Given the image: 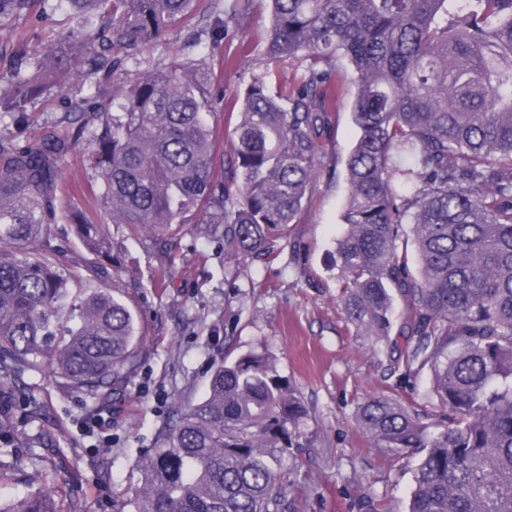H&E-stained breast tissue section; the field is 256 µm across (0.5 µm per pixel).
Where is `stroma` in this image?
<instances>
[{
    "label": "stroma",
    "instance_id": "1",
    "mask_svg": "<svg viewBox=\"0 0 512 512\" xmlns=\"http://www.w3.org/2000/svg\"><path fill=\"white\" fill-rule=\"evenodd\" d=\"M269 25L265 0H254L251 13L230 21L225 54L244 45L249 57L242 67L225 69V97L255 74L277 81V69L264 55ZM338 68L324 172L308 208L277 240L274 262L239 271V256L225 246L219 224L183 225L168 266L148 239L131 240L111 229L108 254L99 264L121 275L141 322L137 370L91 436L81 423L95 414L92 399L46 371L17 381L4 412L8 422L0 426L1 502L74 474L80 485L57 497L56 512H118L135 494L141 456L175 412L174 396L200 399L214 359L267 352L311 415L310 446L283 472L285 512H407L415 453L374 446L355 415L362 403L383 395L412 400L427 424L436 422L439 408L428 371L407 379L387 376L374 339L348 320L340 302L332 261L343 231L345 161L355 127L352 71L343 61ZM80 97L76 80H69L36 105L35 121H1L0 134L25 142L41 128L66 132L63 116Z\"/></svg>",
    "mask_w": 512,
    "mask_h": 512
}]
</instances>
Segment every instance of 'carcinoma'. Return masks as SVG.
Listing matches in <instances>:
<instances>
[{
  "instance_id": "cac0c4a2",
  "label": "carcinoma",
  "mask_w": 512,
  "mask_h": 512,
  "mask_svg": "<svg viewBox=\"0 0 512 512\" xmlns=\"http://www.w3.org/2000/svg\"><path fill=\"white\" fill-rule=\"evenodd\" d=\"M31 2L0 0V29L15 39L0 119L29 117L75 72L92 92L64 134L25 145L0 135V388L47 366L108 408L136 369L142 333L121 276L106 287L79 278L54 224L75 225L97 257L111 224L150 236L164 257L181 225L222 224L244 259H277L273 239L322 173L328 91L345 59L359 136L336 242L342 303L386 341L390 374L430 368L442 410L428 425L376 397L357 426L419 454L408 512H512V0H268L265 53L292 76L273 90L252 75L241 102L215 90L219 0L205 6L207 46L136 71L125 60L161 45L201 0H66L72 24L50 32L19 27ZM221 109L228 161L211 122ZM84 141L98 210L63 192L62 164ZM393 288L407 300L401 347ZM209 372L206 395L177 405L137 465L134 512H283V463L308 445L307 409L267 353L226 355ZM54 501L43 487L0 512H55Z\"/></svg>"
}]
</instances>
